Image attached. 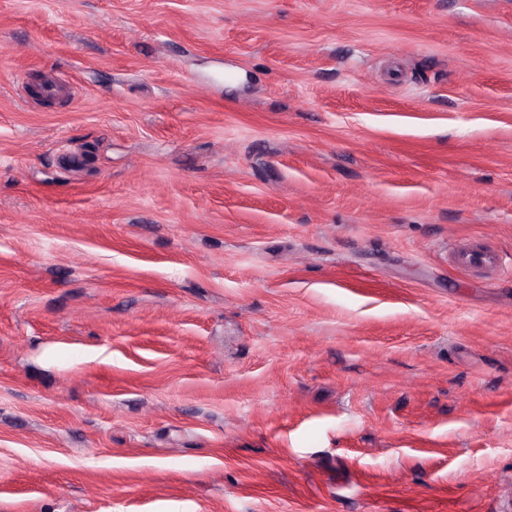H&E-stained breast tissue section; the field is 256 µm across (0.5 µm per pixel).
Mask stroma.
Segmentation results:
<instances>
[{
  "mask_svg": "<svg viewBox=\"0 0 512 512\" xmlns=\"http://www.w3.org/2000/svg\"><path fill=\"white\" fill-rule=\"evenodd\" d=\"M0 512H512V0H0ZM457 263L459 266L465 269L500 266L498 255L488 249H479L474 252L458 256Z\"/></svg>",
  "mask_w": 512,
  "mask_h": 512,
  "instance_id": "35a3bbf8",
  "label": "stroma"
}]
</instances>
